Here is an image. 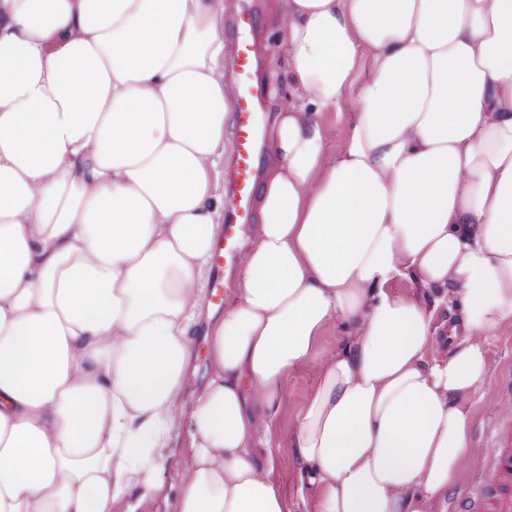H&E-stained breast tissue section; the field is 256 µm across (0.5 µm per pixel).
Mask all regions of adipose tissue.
<instances>
[{"mask_svg":"<svg viewBox=\"0 0 512 512\" xmlns=\"http://www.w3.org/2000/svg\"><path fill=\"white\" fill-rule=\"evenodd\" d=\"M281 4L293 100L189 408L228 4L0 0V512H112L183 426L174 512H286L269 420L311 362L288 441L315 512H433L464 471L512 327V0ZM356 101L353 97L348 98L339 112H325L322 116L323 125L326 132L327 147L330 151H339L343 145V125L349 115L353 112ZM429 311L432 312L433 322L437 329V338L441 340L442 336L446 335V327L448 325L447 321L452 318L459 317V310L456 304L446 305L445 303H439L438 305L434 304V301L428 302ZM446 325L443 326V324Z\"/></svg>","mask_w":512,"mask_h":512,"instance_id":"1","label":"adipose tissue"}]
</instances>
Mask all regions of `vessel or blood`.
<instances>
[{"label": "vessel or blood", "mask_w": 512, "mask_h": 512, "mask_svg": "<svg viewBox=\"0 0 512 512\" xmlns=\"http://www.w3.org/2000/svg\"><path fill=\"white\" fill-rule=\"evenodd\" d=\"M256 59L255 42L233 43L230 67L234 153L224 170L227 212L211 253V298L218 306L224 303V280L231 277L244 248L265 159L264 90L256 75ZM483 458L485 470L467 490L452 499L450 512H512V421L495 425Z\"/></svg>", "instance_id": "b4317fda"}]
</instances>
